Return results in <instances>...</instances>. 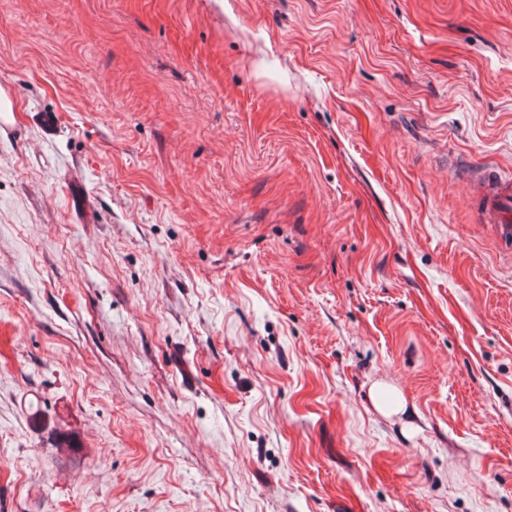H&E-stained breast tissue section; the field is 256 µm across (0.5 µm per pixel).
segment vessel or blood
Returning <instances> with one entry per match:
<instances>
[{"label":"vessel or blood","mask_w":512,"mask_h":512,"mask_svg":"<svg viewBox=\"0 0 512 512\" xmlns=\"http://www.w3.org/2000/svg\"><path fill=\"white\" fill-rule=\"evenodd\" d=\"M459 170L479 222L492 225L501 247L512 249V172L470 161Z\"/></svg>","instance_id":"obj_1"}]
</instances>
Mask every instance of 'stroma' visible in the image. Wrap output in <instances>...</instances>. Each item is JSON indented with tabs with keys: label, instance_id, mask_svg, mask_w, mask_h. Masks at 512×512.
Masks as SVG:
<instances>
[{
	"label": "stroma",
	"instance_id": "1",
	"mask_svg": "<svg viewBox=\"0 0 512 512\" xmlns=\"http://www.w3.org/2000/svg\"><path fill=\"white\" fill-rule=\"evenodd\" d=\"M1 79L0 512H512V0H0ZM470 189L481 224H492L499 244L512 249V172L499 167L464 162L458 168Z\"/></svg>",
	"mask_w": 512,
	"mask_h": 512
}]
</instances>
